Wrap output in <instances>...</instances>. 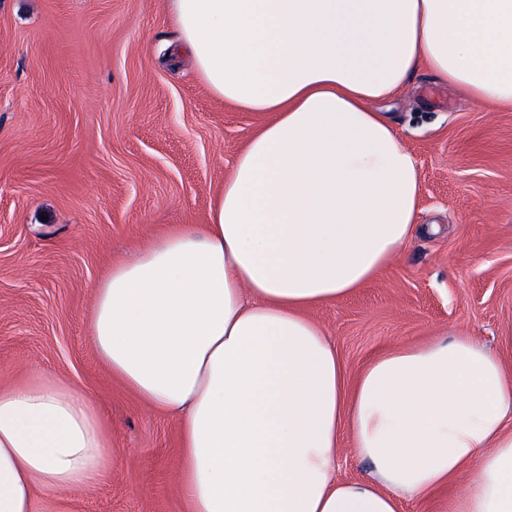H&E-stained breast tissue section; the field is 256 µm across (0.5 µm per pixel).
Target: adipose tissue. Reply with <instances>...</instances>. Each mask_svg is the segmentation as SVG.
<instances>
[{
    "mask_svg": "<svg viewBox=\"0 0 512 512\" xmlns=\"http://www.w3.org/2000/svg\"><path fill=\"white\" fill-rule=\"evenodd\" d=\"M219 98L255 113L206 224H172L95 290L113 377L173 418L188 512H512V366L468 331L348 381L309 308L351 294L417 229L420 175L385 113L420 62L512 108V0H167ZM370 464L337 479L343 446ZM97 401L0 385V512H47L112 471Z\"/></svg>",
    "mask_w": 512,
    "mask_h": 512,
    "instance_id": "adipose-tissue-1",
    "label": "adipose tissue"
}]
</instances>
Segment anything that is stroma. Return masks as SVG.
<instances>
[{
  "label": "stroma",
  "instance_id": "35a3bbf8",
  "mask_svg": "<svg viewBox=\"0 0 512 512\" xmlns=\"http://www.w3.org/2000/svg\"><path fill=\"white\" fill-rule=\"evenodd\" d=\"M382 109L419 166L418 229L310 316L352 378L451 328L512 364V109L425 68ZM259 125L179 51L166 0H0V383L39 372L95 396L112 456L52 512H187L176 423L113 378L87 325L113 264L167 225L208 223Z\"/></svg>",
  "mask_w": 512,
  "mask_h": 512
}]
</instances>
